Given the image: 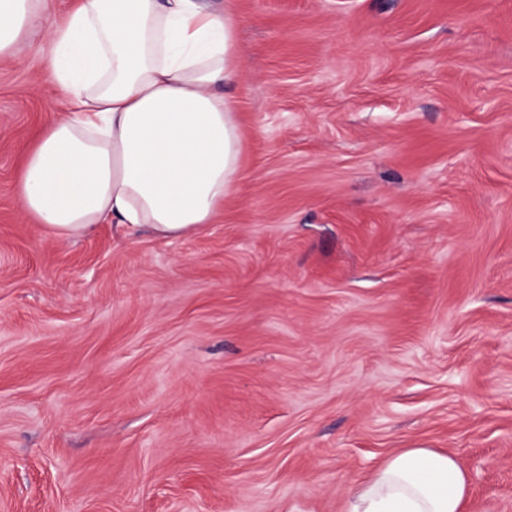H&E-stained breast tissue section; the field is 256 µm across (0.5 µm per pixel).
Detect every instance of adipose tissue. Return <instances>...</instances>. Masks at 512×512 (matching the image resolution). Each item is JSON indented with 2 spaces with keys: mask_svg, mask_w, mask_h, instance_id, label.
Wrapping results in <instances>:
<instances>
[{
  "mask_svg": "<svg viewBox=\"0 0 512 512\" xmlns=\"http://www.w3.org/2000/svg\"><path fill=\"white\" fill-rule=\"evenodd\" d=\"M38 47L67 95L28 149L25 211L70 240L114 220L174 237L212 223L239 169L236 20L198 0H0V59ZM469 477L456 456L405 448L353 483L345 512H463Z\"/></svg>",
  "mask_w": 512,
  "mask_h": 512,
  "instance_id": "1",
  "label": "adipose tissue"
}]
</instances>
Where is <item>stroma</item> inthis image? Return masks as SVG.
I'll use <instances>...</instances> for the list:
<instances>
[{"mask_svg": "<svg viewBox=\"0 0 512 512\" xmlns=\"http://www.w3.org/2000/svg\"><path fill=\"white\" fill-rule=\"evenodd\" d=\"M236 189L176 238L22 209L64 111L0 59V512H344L405 448L512 512V0H202Z\"/></svg>", "mask_w": 512, "mask_h": 512, "instance_id": "obj_1", "label": "stroma"}]
</instances>
